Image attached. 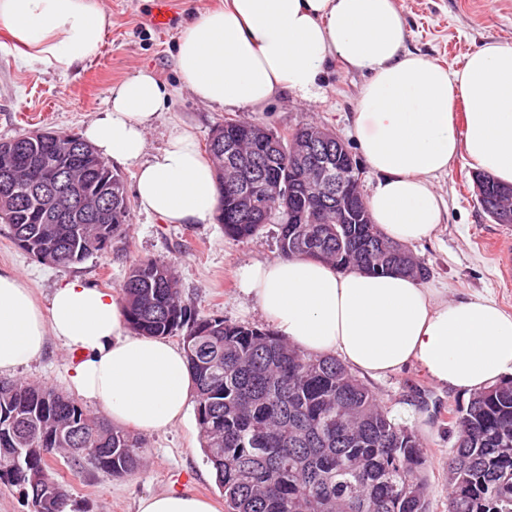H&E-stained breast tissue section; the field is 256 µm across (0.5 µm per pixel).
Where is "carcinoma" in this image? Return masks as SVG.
<instances>
[{"label": "carcinoma", "mask_w": 512, "mask_h": 512, "mask_svg": "<svg viewBox=\"0 0 512 512\" xmlns=\"http://www.w3.org/2000/svg\"><path fill=\"white\" fill-rule=\"evenodd\" d=\"M254 125L233 120L217 125L208 142L221 205L224 236L254 239L262 225L238 211L233 188L224 185L225 148L247 142L259 170L291 173V212L279 219L284 259L304 256L371 274L422 273L403 268L410 249L385 238L373 222L310 224L316 206L296 177L293 155L271 157L252 136ZM20 147L72 170L84 198L72 203L92 215L112 194V216L81 224L50 219V208L33 185L0 186V222L16 245L54 265L106 254L125 236L129 199L120 174L75 134H21L0 142ZM485 187L478 202L490 213L512 186L477 173ZM121 300L132 331L167 337L181 334L195 385L198 425L207 462L224 495L227 512H426L428 453L417 435L379 406L373 392L334 356L305 355L276 332L222 316H198L182 303L173 268L163 262L131 264ZM456 441L448 461V512H512V381L473 393L450 411ZM145 440L87 413L75 399L45 386L0 381V482L19 487L30 512H66L68 495L50 473L48 460L62 454L74 472L90 466L114 477L142 466ZM77 448L95 449L88 460Z\"/></svg>", "instance_id": "1"}]
</instances>
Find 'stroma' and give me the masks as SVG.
I'll return each mask as SVG.
<instances>
[{"instance_id": "1", "label": "stroma", "mask_w": 512, "mask_h": 512, "mask_svg": "<svg viewBox=\"0 0 512 512\" xmlns=\"http://www.w3.org/2000/svg\"><path fill=\"white\" fill-rule=\"evenodd\" d=\"M221 0H172L160 14L158 0H100L110 18L102 50L95 59L67 74L39 62L22 65L9 37L0 30V140L36 129L82 134L106 107L113 87L137 72L148 70L171 91L167 107L146 136L148 153L161 149L182 128H191L199 147H206L212 129L224 120H254L252 108L216 110L182 87L175 70L176 37L190 16L219 5ZM410 36L409 52L441 63L454 61L483 43H512V0H396ZM364 75L340 60L329 61L316 100L281 96L265 109L272 130L287 134L317 123L332 129L357 151L353 120L359 107ZM466 160L435 178L444 202L442 223L432 238L411 250L427 269L426 283L447 289L449 297L481 295L512 312V285L504 283L493 258L479 241L495 233L512 234V224H497L482 210ZM279 226L264 225L249 241H234L220 224H169L130 208L126 240L109 253L84 261L53 266L40 263L11 239L0 223V270L23 275L39 300H47L56 284L78 276L91 286L119 292L129 265L137 260L171 264L180 298L199 315L219 314L225 320L264 326L253 304L237 289V272L246 264L277 258ZM71 354L49 342L44 355L21 368L17 379L46 383L67 391ZM389 418L421 438L431 458L427 472L428 512H448L446 472L456 428L449 408L467 402L466 394L433 382L419 366L383 378L364 377ZM144 463L135 474L114 478L90 470L73 475L63 458L51 462L54 476L70 498L69 512H136V501L151 492L175 489L213 499L224 496L203 452L197 412L189 410L178 425L148 435Z\"/></svg>"}]
</instances>
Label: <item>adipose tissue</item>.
<instances>
[{
    "mask_svg": "<svg viewBox=\"0 0 512 512\" xmlns=\"http://www.w3.org/2000/svg\"><path fill=\"white\" fill-rule=\"evenodd\" d=\"M107 26L99 0H0V28L21 62L62 74L99 55ZM407 38L394 0H226L179 33L178 81L213 108L258 109L284 93L317 97L333 56L367 73L355 120L377 180L367 204L384 236L411 245L438 230L443 205L432 179L457 159L512 184V44L484 43L458 68L404 52ZM168 97L138 72L113 87L83 137L102 157L136 166L141 211L206 224L220 201L194 135L146 152ZM239 290L301 353L337 355L373 377L416 364L471 394L512 376V313L482 296L458 300L402 273L340 271L306 257L245 265ZM50 338L75 356L71 389L114 425L150 434L185 419L192 380L183 349L135 334L112 291L73 278L42 306L21 275L0 271V375L38 360ZM137 512L217 510L172 490L142 497Z\"/></svg>",
    "mask_w": 512,
    "mask_h": 512,
    "instance_id": "1",
    "label": "adipose tissue"
}]
</instances>
